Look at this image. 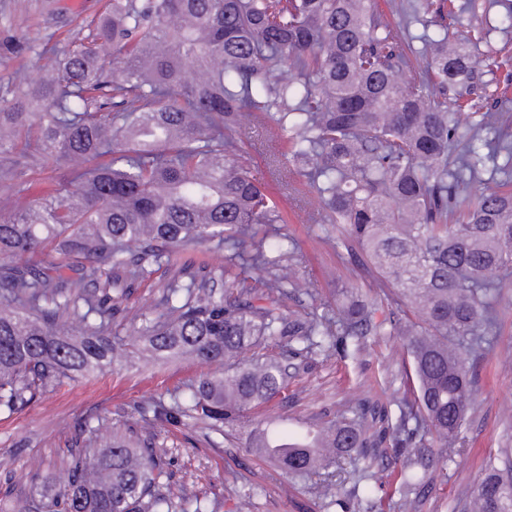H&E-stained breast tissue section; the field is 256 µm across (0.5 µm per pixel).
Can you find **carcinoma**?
Returning a JSON list of instances; mask_svg holds the SVG:
<instances>
[{"instance_id": "carcinoma-1", "label": "carcinoma", "mask_w": 512, "mask_h": 512, "mask_svg": "<svg viewBox=\"0 0 512 512\" xmlns=\"http://www.w3.org/2000/svg\"><path fill=\"white\" fill-rule=\"evenodd\" d=\"M454 9L416 0L417 49L375 0H112L89 43L0 107V142L63 170L58 187L0 215V413L128 348L221 367L185 393L127 404L138 428L78 420L67 478L41 479L32 461L16 497L21 480L5 473L0 512H219L175 480L160 430L219 448L247 414L288 402L313 365L381 336L402 342L415 386L308 425L298 449L269 461L292 483L318 477L319 512H362L358 488L329 472L347 458L365 478L394 475L399 512H419L428 475L465 447L512 273L509 182L471 193L486 160L475 141L499 120L470 98L469 45L483 36L450 45L429 33ZM106 49L122 60L111 72ZM243 112L288 137L273 160L281 188L301 178L316 223L336 225L338 257L380 293L326 300L311 287L277 200L240 164ZM249 268L265 275L252 282ZM156 274L153 311L120 335L136 285ZM249 423L247 451L278 447L264 420ZM470 512H512V448L486 461Z\"/></svg>"}]
</instances>
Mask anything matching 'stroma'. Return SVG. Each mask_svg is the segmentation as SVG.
<instances>
[{"mask_svg":"<svg viewBox=\"0 0 512 512\" xmlns=\"http://www.w3.org/2000/svg\"><path fill=\"white\" fill-rule=\"evenodd\" d=\"M466 2L467 10L445 20L449 38L487 29L485 42L470 50L474 83L512 86V0ZM108 3L80 0L75 6L70 0H0V105L13 101L19 78L31 79L54 67V59L43 53L44 45L70 49L73 41L88 35L89 24ZM237 131L243 140L242 165L254 178L269 179L267 161L284 152V140L272 138L268 127L251 116L241 119ZM55 176V171L34 161L18 169L10 181L0 180V213L29 201V185L51 184ZM301 199L298 193L281 196L283 228L300 247L317 287L368 288L369 280L359 269L338 261L322 225L312 223ZM504 294L498 335L486 354L487 370L467 413V451L449 465L446 477H435V488L421 512H467L484 461L499 449L512 448V287ZM403 357L401 341L384 336L345 362L317 365L294 385L293 399L277 413L305 424L321 415L335 416L349 402L403 392ZM199 371V366L176 358L161 363L134 358L78 378L22 412L1 414L0 476L27 472L30 458L36 455L46 471L64 477L62 450L75 419L115 415L131 400L151 399ZM236 437L237 447L215 450L202 443L191 446L180 432H171L164 445L176 462V479L202 492H223L221 512H294L295 503L311 502V483L292 487L287 479L272 480L268 467L244 448L246 427H238ZM233 476L254 485L249 503H242L240 491L230 484Z\"/></svg>","mask_w":512,"mask_h":512,"instance_id":"obj_1","label":"stroma"}]
</instances>
